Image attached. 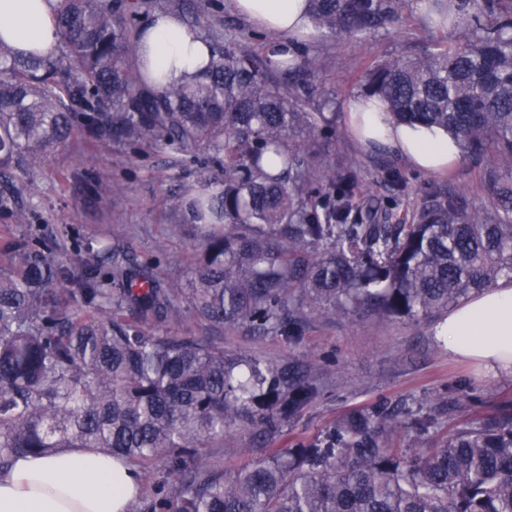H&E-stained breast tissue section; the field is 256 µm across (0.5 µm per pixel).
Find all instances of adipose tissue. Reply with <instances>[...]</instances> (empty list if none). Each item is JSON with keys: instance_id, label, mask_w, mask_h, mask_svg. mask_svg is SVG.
Wrapping results in <instances>:
<instances>
[{"instance_id": "1", "label": "adipose tissue", "mask_w": 512, "mask_h": 512, "mask_svg": "<svg viewBox=\"0 0 512 512\" xmlns=\"http://www.w3.org/2000/svg\"><path fill=\"white\" fill-rule=\"evenodd\" d=\"M233 10L260 29L278 34L273 59L296 56L299 41L315 27L308 0H230ZM55 0H0V41L42 55L58 42ZM210 48L179 14L153 13L139 41L138 67L150 87L194 79ZM347 125L360 143L388 146L415 168L446 171L460 147L445 129L393 123L381 101L359 96L347 107ZM449 358L475 365L485 375L512 376V279L503 277L449 311L434 327ZM141 482L135 468L92 450L65 448L51 457L23 456L0 473V512H127Z\"/></svg>"}]
</instances>
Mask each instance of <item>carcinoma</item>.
<instances>
[{
    "label": "carcinoma",
    "instance_id": "1",
    "mask_svg": "<svg viewBox=\"0 0 512 512\" xmlns=\"http://www.w3.org/2000/svg\"><path fill=\"white\" fill-rule=\"evenodd\" d=\"M405 0H310L330 35L369 36ZM424 17L462 30L413 56L373 61L365 93L398 123L437 125L483 165L488 205L430 189L409 222L353 203V161L331 166L308 142L325 124L305 76L317 57L276 61L211 28L202 75L153 90L136 66L140 18L154 0H57L60 50L25 56L0 43V212L19 224L33 168L77 128L99 142L169 151L171 203L195 228L189 287L127 263L120 227L0 238V472L20 456L96 448L138 468L170 463L128 512H512V410L465 421L426 452L398 448L402 428L429 443L425 403L339 423L300 448H273L230 479L200 452L252 422L273 437L317 394L309 374L224 354L210 340L160 336L153 321L191 313L219 329L298 335L317 316L367 312L436 318L512 277V0H422ZM203 151L198 185L181 179ZM83 177L98 195L120 183Z\"/></svg>",
    "mask_w": 512,
    "mask_h": 512
}]
</instances>
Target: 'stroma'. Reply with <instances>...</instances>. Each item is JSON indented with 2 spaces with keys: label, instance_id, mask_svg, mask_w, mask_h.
Masks as SVG:
<instances>
[{
  "label": "stroma",
  "instance_id": "obj_1",
  "mask_svg": "<svg viewBox=\"0 0 512 512\" xmlns=\"http://www.w3.org/2000/svg\"><path fill=\"white\" fill-rule=\"evenodd\" d=\"M186 2L191 9H205L225 35L253 42L260 34L229 0ZM439 36L453 40L458 33L424 22L414 0H409L401 20L382 34L359 39L322 32L303 44L304 50L319 54V67L310 78L314 97L336 115L335 134L316 138V148L337 166L355 160L362 192L388 205L395 223L406 220L420 196L437 184L466 193L474 206L483 203V169L468 156H461L446 173H426L395 153L381 155L357 143L345 122L347 105L362 94V75L369 63L421 51ZM168 161V153L160 148L136 152L80 134L47 153L30 175L22 200L32 209L35 223L70 224L87 237H101L108 225H120L133 262L146 265L150 275L183 285L191 276L194 239L191 229L178 235L170 230L183 216L170 206ZM85 168L103 180L122 183L123 191L95 195L80 175ZM393 169L402 174L405 187L392 182ZM299 316L302 331L294 338L246 327L220 331L192 315L152 327L162 336L212 340L229 355L275 361L292 372L307 370L316 380L315 398L289 418L277 437H261L255 424L244 423L232 433L236 452L223 448L218 439L204 443L202 454L225 475L266 457L270 449L310 444L356 413L398 412L422 400L436 403L440 425L432 436L438 442L464 421L512 408V377H486L476 366L449 359L433 335L434 320L367 314L325 318L305 310Z\"/></svg>",
  "mask_w": 512,
  "mask_h": 512
}]
</instances>
